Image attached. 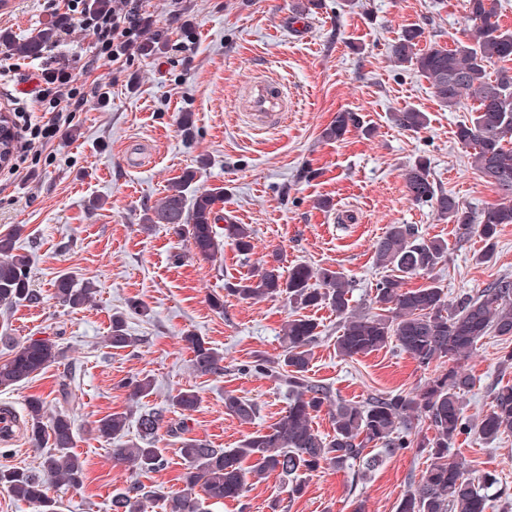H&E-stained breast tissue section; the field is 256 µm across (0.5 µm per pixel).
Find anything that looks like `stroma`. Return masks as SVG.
Masks as SVG:
<instances>
[{
  "label": "stroma",
  "mask_w": 512,
  "mask_h": 512,
  "mask_svg": "<svg viewBox=\"0 0 512 512\" xmlns=\"http://www.w3.org/2000/svg\"><path fill=\"white\" fill-rule=\"evenodd\" d=\"M152 23L140 48L122 63L108 62L83 86L84 98L70 125L28 158L13 156L0 168V232L21 227L19 252L30 258L31 286L41 303L0 308V358L27 338L49 337L64 352L57 363L18 386L1 390L0 405L25 415L30 396L42 397L48 413L63 406L64 383L79 386L75 451L85 462L82 485L51 486L58 512H112V497L138 482L151 490L180 488L183 460L178 438L160 433L166 464L135 474L112 460L110 445L93 431L100 418L130 409L122 383L146 373L156 383L143 409L165 408L178 390L200 399L189 434L216 448L237 447L253 429L276 422L288 408V389L249 366L279 357L281 328L291 310L283 298L244 300L227 288L272 257L283 267H330L352 282L351 305L372 310L384 272L374 262V243L393 224H412L424 238L448 243V257L432 276L405 281L414 289L437 282L448 300L478 294L494 280L512 278V224L499 228L493 249L478 232L461 235L427 204L413 203L404 173L418 158L430 164L432 180L460 204L478 212L500 203L501 194L472 166L470 151L454 129L470 117L469 107L447 108L430 83L411 70H396L390 46L401 30L425 27L428 37L452 47L473 28L466 0H146ZM53 0H0V61L20 62L0 79V110L8 113L16 140H23L22 113L41 119L33 90L37 82L65 69L80 75L94 43L75 30L51 41L39 55L22 60L2 45L57 23ZM281 79L288 88V123L254 130L244 116L243 89L254 76ZM427 113V127L397 128L392 112ZM357 113L362 126L339 141L324 129L337 113ZM193 127L184 131L182 114ZM195 171L189 194L223 187L215 210L222 222L251 225L250 258L225 245L221 258L195 255L191 243L142 219L185 171ZM330 200L318 209L317 199ZM71 273L96 293L91 305L62 306L54 294L58 275ZM224 300L214 310L210 297ZM143 312H136V305ZM124 314L137 347H107L113 315ZM319 338L309 378L334 398L366 402L386 393L412 395L448 369L435 361L421 367L395 345L347 359L338 355L340 321L330 307L309 308ZM201 336L224 355L223 376H200L182 336ZM512 338L479 340L463 368L474 380L467 412L485 413L501 385H512V369L500 357ZM258 406L253 424L224 412L225 392ZM472 478L491 472L500 484L488 489L487 512L512 502V431L488 444L463 434L448 450ZM427 456L412 448L385 458L362 479L329 465L305 475L304 491L289 498L277 476L254 481L238 501H203V512H397Z\"/></svg>",
  "instance_id": "1"
}]
</instances>
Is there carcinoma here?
I'll return each mask as SVG.
<instances>
[{
  "label": "carcinoma",
  "instance_id": "1",
  "mask_svg": "<svg viewBox=\"0 0 512 512\" xmlns=\"http://www.w3.org/2000/svg\"><path fill=\"white\" fill-rule=\"evenodd\" d=\"M474 21L473 33L450 49L436 40H428L425 28L404 29L391 45L393 66L415 70L429 80L439 102L456 107L471 99L475 106L470 119L455 129L458 143L472 149L471 164L494 184L504 201L472 213L456 198L437 188L430 178L427 161L420 159L404 174L409 199L430 204L439 219L455 224L464 233L477 229L490 245L498 227L512 224V30L499 24L500 0H466ZM54 26L14 41L11 50L19 56H35L52 41ZM499 65L495 73L488 72ZM399 128L416 132L428 124V116L412 108L391 114ZM359 124L354 112H340L323 131L328 140H340L349 127ZM195 179L188 172L173 182L158 204L145 214L143 229L167 224L179 237L191 242L195 254L211 259L224 251V241L214 231L215 205L224 200V188L206 189L187 199L186 190ZM21 228L0 234V307L19 303H40L39 293L30 287L27 256L15 253ZM224 237L235 250L248 256L254 250V230L248 224H227ZM375 263L390 271L376 284L375 314H360L350 306L351 281L344 273L330 268L314 269L298 264L285 271L278 256L256 268L252 274L232 284L227 291L245 299L282 297L293 308L305 310L323 304L341 320L336 351L346 358L368 354L396 343L421 366L446 359L454 363L448 372L428 382L415 396L401 393L377 394L364 404L346 403L332 398L327 387L310 380L307 373L311 347L317 340L318 324L293 318L282 329L284 350L276 360L259 358L248 369L272 377L288 387V409L273 424L257 429L235 448H213L208 443L187 438L190 413L199 396L193 389H181L169 398V406L178 418L168 419L165 410H148L137 419L138 439L124 440L128 414L112 413L96 421L98 437L115 445L112 459L134 473L152 472L164 467L166 459L156 445L160 429L181 439L184 461L180 492H159L133 484L112 496V512H147L155 500H162L163 512H200L192 497L199 487L209 500L217 503L241 499L253 477L274 474L288 486V498L304 490L301 476L321 465L343 468L361 460L370 471L381 459L370 455L377 448L387 456L404 453L416 446L425 450L428 461L416 488L401 499L397 512H486L484 488L497 484L495 474L487 472L478 479L464 473L461 464L448 460L449 445L460 435L474 431L487 443H493L512 430V386L495 391L492 405L477 420L465 413L464 393L473 381L462 369L478 341L489 335L512 337V279L492 282L477 295L463 294L452 304L435 282L424 288L406 290L405 278L430 274L448 256V243L426 239L410 224H392L374 246ZM94 289L77 286L73 275L62 273L55 280V297L64 306L79 309L92 301ZM191 350V366L199 375L224 374V356L203 338L192 333L181 337ZM138 339L126 329L123 316L112 317L106 344L113 349L137 345ZM63 355L56 341L30 338L12 345L8 357L0 359V389L14 387L42 373ZM128 399L139 404L155 390V380L138 374L122 384ZM67 409L45 419V403L39 398L27 402V419H14L12 431L28 439L30 447L41 450L39 470L0 468V486L21 502L36 504L43 512H56V501L47 494L48 484L79 486L85 478L84 462L71 451L74 442L72 412L80 397L69 385L62 388ZM327 409L334 435L326 438L312 426L315 414ZM224 411L244 424L252 423L256 403L231 391L224 393ZM414 417L425 418L434 437L419 443L410 439L408 424ZM255 461L247 470L243 463Z\"/></svg>",
  "mask_w": 512,
  "mask_h": 512
}]
</instances>
